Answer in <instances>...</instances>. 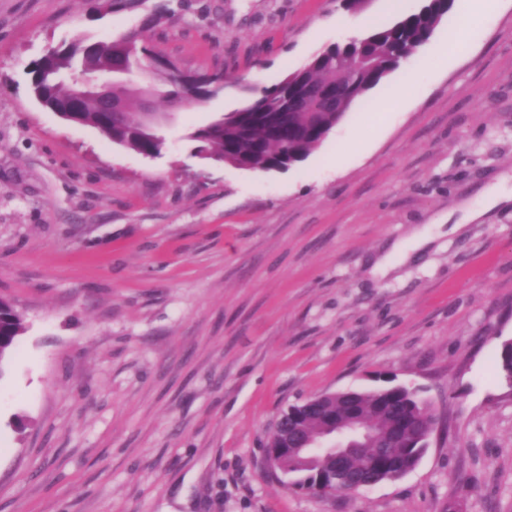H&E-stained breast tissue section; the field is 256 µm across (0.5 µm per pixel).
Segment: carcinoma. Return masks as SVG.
<instances>
[{"mask_svg":"<svg viewBox=\"0 0 512 512\" xmlns=\"http://www.w3.org/2000/svg\"><path fill=\"white\" fill-rule=\"evenodd\" d=\"M181 7L180 0H167L145 15L142 28L117 39L93 44L76 40L49 51L31 64L34 96L49 109L71 98L84 76L110 67L115 71H148L156 81L159 98L174 106L197 108L218 97L224 92V75L185 73L142 37V30L175 16ZM447 10L448 0H428L417 12L372 27L360 40L317 53L280 82L263 88L244 106L195 128L189 135L196 143L195 153L216 162L232 160L253 172L302 161L355 101L430 40ZM112 100L120 105V111L102 112L98 100L85 98L82 111L76 115L78 123L98 129L113 143L143 156L159 155L165 139L144 130L143 94L115 83ZM23 331L13 305L0 298V374ZM290 409V425L299 437L316 434L330 415L341 423L355 413L366 434L354 439L358 451L347 458V468L372 482L396 480L413 468L425 452L422 437L434 421L429 405L409 387L353 390L348 397L335 398L325 393ZM267 448L281 449L277 455L279 470L297 476L295 485L301 489L313 486L320 475L336 476L329 458L299 459L293 449L286 448L278 429L271 431Z\"/></svg>","mask_w":512,"mask_h":512,"instance_id":"obj_1","label":"carcinoma"}]
</instances>
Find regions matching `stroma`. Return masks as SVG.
<instances>
[{
    "mask_svg": "<svg viewBox=\"0 0 512 512\" xmlns=\"http://www.w3.org/2000/svg\"><path fill=\"white\" fill-rule=\"evenodd\" d=\"M469 7L303 162L254 173L189 133L348 40L343 0H182L144 38L224 92L153 159L40 106L28 74L141 13L0 0V298L25 327L0 375V512H512V202L452 228L512 189V0ZM390 383L439 419L412 471L325 497L270 471L283 409Z\"/></svg>",
    "mask_w": 512,
    "mask_h": 512,
    "instance_id": "35a3bbf8",
    "label": "stroma"
}]
</instances>
